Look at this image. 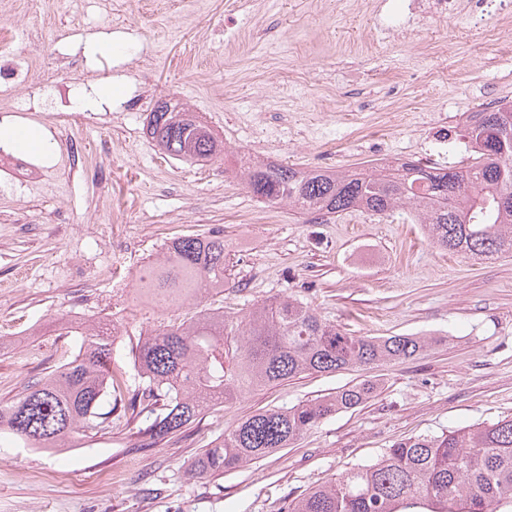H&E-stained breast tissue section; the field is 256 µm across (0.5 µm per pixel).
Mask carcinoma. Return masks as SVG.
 Wrapping results in <instances>:
<instances>
[{
    "instance_id": "1",
    "label": "carcinoma",
    "mask_w": 512,
    "mask_h": 512,
    "mask_svg": "<svg viewBox=\"0 0 512 512\" xmlns=\"http://www.w3.org/2000/svg\"><path fill=\"white\" fill-rule=\"evenodd\" d=\"M149 114L147 130L169 156L205 162L218 155L215 137L188 144L202 126L177 103ZM472 162L466 169L420 161L375 165L345 174L245 162L241 173L256 201L287 203L323 222L363 210L386 214L408 206L441 248L485 259L512 254V106L473 112L464 130ZM224 236L174 239L163 260L140 280L142 294L167 308L181 299L224 289ZM76 353L63 366L0 402V433L24 447L57 452L79 430L112 428V417L148 411L146 434L174 435L217 404L304 373H336L354 366L412 358L426 336H356L323 320L291 296L265 301L244 319L217 309L141 337L133 353L134 379L112 374L115 329L73 331ZM363 382L336 395L288 409L252 414L203 450L200 473H222L255 462L300 438L329 416L365 401ZM282 512H512V417L419 435L395 444L375 462L311 488Z\"/></svg>"
}]
</instances>
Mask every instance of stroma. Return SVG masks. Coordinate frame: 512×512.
I'll return each mask as SVG.
<instances>
[{"label":"stroma","instance_id":"1","mask_svg":"<svg viewBox=\"0 0 512 512\" xmlns=\"http://www.w3.org/2000/svg\"><path fill=\"white\" fill-rule=\"evenodd\" d=\"M127 0L118 19L103 0L28 9L9 0L0 33H15L17 57L35 74L23 84L42 110L0 114V127H40L53 144L32 190L2 181L20 152L0 141V402L77 350L58 323H116L115 373L133 374L140 334L205 310L241 318L256 304L294 296L349 333L433 336L416 357L332 374H303L209 410L158 442L145 416L129 412L111 430L74 435L73 448L38 453L0 435V512H280L288 500L375 461L403 439L512 417V255L494 260L442 250L410 208L352 211L326 224L288 205L259 204L238 158L297 169L351 170L378 152L462 168L467 113L512 103V24L480 8L446 21H412L408 41L385 28L402 0ZM73 33L57 57L56 31ZM109 35L123 53L91 51ZM153 54L143 81L135 59ZM91 71L79 122L57 132L62 106L37 79L61 82L77 62ZM114 87L100 102V84ZM186 105L223 142L201 166L163 155L146 133L158 102ZM127 103L116 114L113 104ZM447 134L448 150L435 138ZM82 151L70 167L71 145ZM221 233L230 258L224 290L162 310L136 294L141 276L185 234ZM373 381L374 392L295 443L244 467L198 474L204 448L247 416L323 398Z\"/></svg>","mask_w":512,"mask_h":512}]
</instances>
